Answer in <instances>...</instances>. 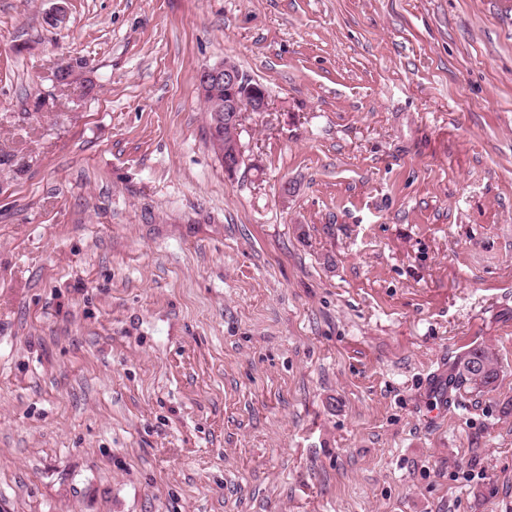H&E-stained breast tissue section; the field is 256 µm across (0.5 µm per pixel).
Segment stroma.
<instances>
[{"instance_id": "obj_1", "label": "stroma", "mask_w": 512, "mask_h": 512, "mask_svg": "<svg viewBox=\"0 0 512 512\" xmlns=\"http://www.w3.org/2000/svg\"><path fill=\"white\" fill-rule=\"evenodd\" d=\"M0 512H512V0H0ZM199 79L204 81L203 85L206 88L224 83L220 88H212L203 101L207 114L209 141L218 156L219 152L224 151V172L228 177H234L241 169L242 163L246 162L239 132L248 114L268 110V95L261 86L247 85L239 68L227 60L222 64L203 68L199 73ZM214 98L224 102L222 121L218 119L221 112H214ZM228 124L236 127L238 136L236 129ZM235 137V142L224 148V145L233 141ZM501 370L489 351L474 346L458 359L448 383L477 392L492 391L498 385Z\"/></svg>"}]
</instances>
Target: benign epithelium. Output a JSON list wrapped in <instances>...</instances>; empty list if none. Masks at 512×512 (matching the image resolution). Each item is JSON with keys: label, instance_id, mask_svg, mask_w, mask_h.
<instances>
[{"label": "benign epithelium", "instance_id": "obj_1", "mask_svg": "<svg viewBox=\"0 0 512 512\" xmlns=\"http://www.w3.org/2000/svg\"><path fill=\"white\" fill-rule=\"evenodd\" d=\"M199 78L206 88L224 85V123L238 130L242 128L248 114L268 110V95L264 89L255 84H247L239 68L230 61L202 69ZM244 162L246 157L241 140L237 139L224 148V172L227 176H236Z\"/></svg>", "mask_w": 512, "mask_h": 512}]
</instances>
